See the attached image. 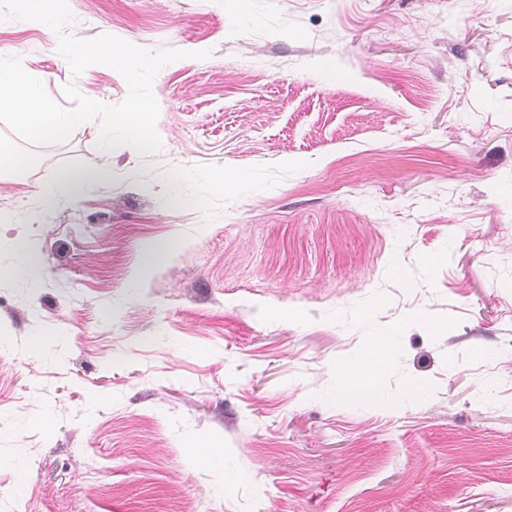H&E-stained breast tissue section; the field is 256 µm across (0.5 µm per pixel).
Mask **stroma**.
Here are the masks:
<instances>
[{
  "label": "stroma",
  "mask_w": 512,
  "mask_h": 512,
  "mask_svg": "<svg viewBox=\"0 0 512 512\" xmlns=\"http://www.w3.org/2000/svg\"><path fill=\"white\" fill-rule=\"evenodd\" d=\"M68 5L186 56L156 154L92 120L0 174V512H512V0ZM57 47L0 21L63 108L125 98ZM69 169L112 177L30 223ZM382 330L388 402L343 397Z\"/></svg>",
  "instance_id": "stroma-1"
}]
</instances>
